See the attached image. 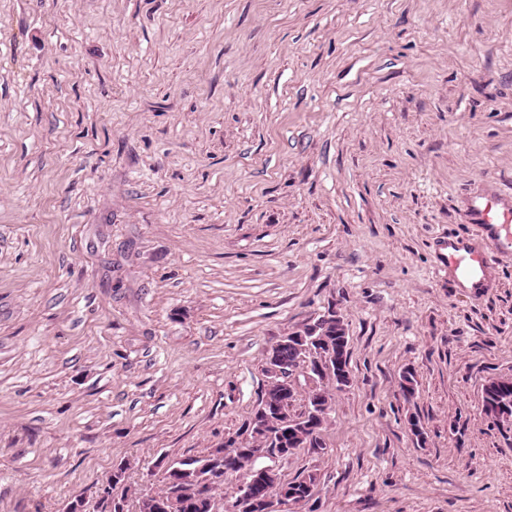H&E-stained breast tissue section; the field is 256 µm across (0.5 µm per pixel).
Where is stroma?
<instances>
[{
	"mask_svg": "<svg viewBox=\"0 0 512 512\" xmlns=\"http://www.w3.org/2000/svg\"><path fill=\"white\" fill-rule=\"evenodd\" d=\"M496 189L512 0H0V512L158 486L332 310L351 382L275 462L317 476L289 512H512V259L478 302L434 270ZM125 472H126V468L124 465H122V463L119 464L116 467V469L112 472V476H111L110 482L108 484L109 488L111 489V492L109 491V489H104V493L107 494V497L105 496L104 498L100 499L99 506H96V511H94V512H113L109 509L111 493H112V499L118 498L121 500H126L127 489L122 488V491L120 494H118V493L114 494V490H116L121 485H123L124 478H125Z\"/></svg>",
	"mask_w": 512,
	"mask_h": 512,
	"instance_id": "35a3bbf8",
	"label": "stroma"
}]
</instances>
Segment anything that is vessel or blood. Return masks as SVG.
<instances>
[{
    "instance_id": "1",
    "label": "vessel or blood",
    "mask_w": 512,
    "mask_h": 512,
    "mask_svg": "<svg viewBox=\"0 0 512 512\" xmlns=\"http://www.w3.org/2000/svg\"><path fill=\"white\" fill-rule=\"evenodd\" d=\"M466 220L479 227V236L445 234L437 242L436 269L446 273L454 287L478 300L494 288V268L512 257V193L476 197Z\"/></svg>"
}]
</instances>
